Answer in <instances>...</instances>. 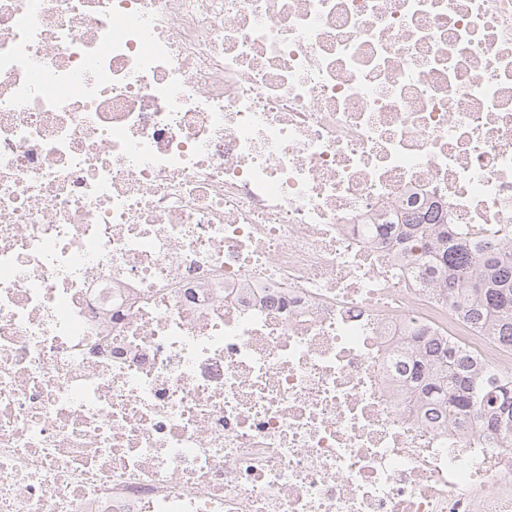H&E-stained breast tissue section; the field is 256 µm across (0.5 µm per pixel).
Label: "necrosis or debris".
<instances>
[{"label":"necrosis or debris","mask_w":512,"mask_h":512,"mask_svg":"<svg viewBox=\"0 0 512 512\" xmlns=\"http://www.w3.org/2000/svg\"><path fill=\"white\" fill-rule=\"evenodd\" d=\"M406 223L512 253V0H0V512H512ZM414 385L432 419L461 425L480 418L486 430L512 427V376L495 375L478 355L448 336L414 333Z\"/></svg>","instance_id":"4bbe7bcc"}]
</instances>
